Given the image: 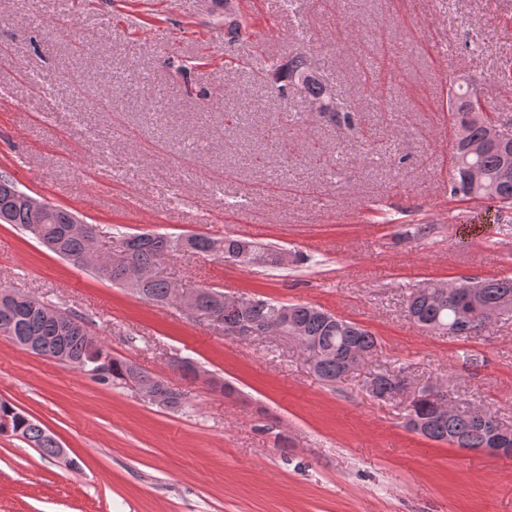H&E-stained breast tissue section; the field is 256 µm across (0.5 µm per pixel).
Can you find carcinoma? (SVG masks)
I'll list each match as a JSON object with an SVG mask.
<instances>
[{
    "mask_svg": "<svg viewBox=\"0 0 512 512\" xmlns=\"http://www.w3.org/2000/svg\"><path fill=\"white\" fill-rule=\"evenodd\" d=\"M296 76L308 95L320 100L325 87L312 74L303 48L299 47L288 60V76ZM457 133L473 141H481L487 136V126L493 121L486 114L481 120L468 121L466 115L472 110H480L479 99L472 94L453 90L448 98ZM504 152L494 146L478 156L456 155V164L464 167L477 165L486 175V185H496V191L504 204L512 205V181L502 182L499 173L504 166ZM25 192L20 190L8 175H0V223L16 224L29 232L35 228L34 237L38 241L49 239L57 245L55 254L74 266L89 270L98 278L115 284L125 277V270L104 272L90 264L88 255L92 241L97 236L96 226L84 225L76 232L71 226L76 214L66 208L50 203L40 211H33L22 200ZM119 243L126 245L133 265L149 268L159 265L166 257L180 251H194L219 257L224 262L236 263L243 250H250V260L272 268L283 267V253L271 248L258 246L252 241L224 236L212 238L202 235L168 236L159 233L121 235ZM464 295L459 298L438 296L437 285L430 283L416 288L407 298V315L419 327L438 333L456 336L467 323H475L479 311L501 303L512 304V278L488 279L480 282L459 284ZM174 284L159 275L148 280L142 288L141 297L156 304H169L172 300ZM221 291L206 289L198 293L196 307L208 314L216 315L224 321L225 328L231 330L241 321L257 325L267 322L274 312L281 308L288 311V323L301 328L310 338L320 356L314 359V372L325 382L334 383L345 375V358L350 351L357 350L366 355L377 347V339L359 324L338 318L324 310L306 303L283 306L279 303L254 298L255 304L244 310L227 309L217 304ZM50 307L31 300L28 294L16 292L0 296V335L9 337L20 347L33 341L49 357L75 364L92 377L118 385H127L137 378L150 380L157 390L169 397L166 408L176 410L182 406V395L170 389L159 378L152 377L132 363L112 357L106 347L87 329L81 318L65 313L63 317L46 315ZM400 376L381 372L374 379L378 385V397H391L405 389L399 383ZM438 399L431 391L421 388L414 392L408 415L425 420L422 435L438 442L448 443L463 450H481L488 447L490 433L497 426L498 419L490 415L481 421L473 418L468 411L456 410L442 417L436 415ZM10 422H0V433L18 435L30 445L39 448L48 457H56L60 448L57 440L38 423L17 411L15 407L0 402V418Z\"/></svg>",
    "mask_w": 512,
    "mask_h": 512,
    "instance_id": "1",
    "label": "carcinoma"
}]
</instances>
